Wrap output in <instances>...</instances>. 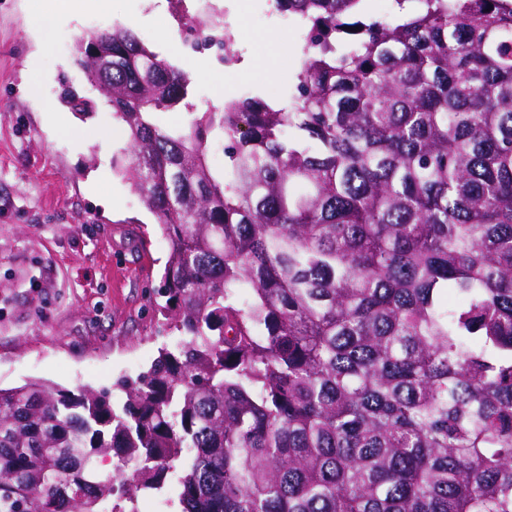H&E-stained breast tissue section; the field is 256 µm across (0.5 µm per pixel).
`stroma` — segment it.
<instances>
[{"instance_id": "obj_1", "label": "stroma", "mask_w": 512, "mask_h": 512, "mask_svg": "<svg viewBox=\"0 0 512 512\" xmlns=\"http://www.w3.org/2000/svg\"><path fill=\"white\" fill-rule=\"evenodd\" d=\"M53 0H0V386L31 380L105 389L120 401V381L146 370L176 336L152 304L169 245L155 217L112 168L130 164L126 136L98 103L71 115L64 136L45 121L65 88L93 96L71 41L105 20L133 31L189 74V93L156 112L163 127L208 112L215 97L261 95L287 104L300 68L299 31L269 21L267 0H109L106 8L63 20L47 33L30 19ZM203 20L230 18L243 32L239 63L186 54L180 10ZM112 198L111 209L98 193ZM148 245L126 250L124 231Z\"/></svg>"}]
</instances>
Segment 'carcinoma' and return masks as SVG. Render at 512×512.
<instances>
[{
	"mask_svg": "<svg viewBox=\"0 0 512 512\" xmlns=\"http://www.w3.org/2000/svg\"><path fill=\"white\" fill-rule=\"evenodd\" d=\"M365 2L276 0L309 25L297 94L181 128L152 116L187 73L125 27L76 41L170 242L179 340L120 414L107 391L0 388V512H99L169 477L180 512H512V0L371 22Z\"/></svg>",
	"mask_w": 512,
	"mask_h": 512,
	"instance_id": "carcinoma-1",
	"label": "carcinoma"
}]
</instances>
